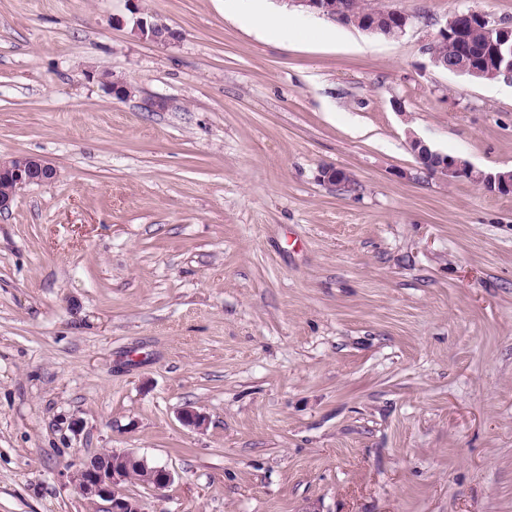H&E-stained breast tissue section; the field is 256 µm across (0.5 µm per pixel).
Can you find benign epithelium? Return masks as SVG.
Returning a JSON list of instances; mask_svg holds the SVG:
<instances>
[{
    "label": "benign epithelium",
    "instance_id": "7a95c632",
    "mask_svg": "<svg viewBox=\"0 0 512 512\" xmlns=\"http://www.w3.org/2000/svg\"><path fill=\"white\" fill-rule=\"evenodd\" d=\"M289 4L301 9L316 12L327 18L347 26H356L361 30L380 33L382 21L392 17V25L396 34L404 33L413 15L393 10L390 15H357L350 12L342 0H289ZM479 27L488 35V46L477 59H470L463 54L449 59H441L434 54V43L448 39L452 34L461 38L465 25ZM134 32L143 39L155 43H169L162 24L139 17L134 23ZM427 51L431 63L444 70L464 74L472 78L493 79L504 75V81L512 83V25L504 21H496L484 11L470 9L466 12H455L448 17L428 45ZM409 146L414 153L420 170L430 176H438L444 180L477 179L482 186L492 192L509 191L512 189V171L496 173L477 170L466 159L459 156H448L432 150L424 141L415 135L409 137ZM57 175L56 166L47 158L39 155L20 154L7 159L0 158V180L13 185V188L0 193V212L10 209L16 194L22 188L49 182ZM320 178L338 187L350 188L347 174L340 169L329 167L321 170ZM137 462L144 467L151 484L164 488L172 481V474L164 467L150 466L147 461L130 452H112L109 461H100L92 457L83 462L79 468L82 475L79 492L91 501L101 500L106 503L100 512H143L140 503L127 496L123 484L129 480L123 464Z\"/></svg>",
    "mask_w": 512,
    "mask_h": 512
}]
</instances>
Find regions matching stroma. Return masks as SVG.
<instances>
[{"label":"stroma","mask_w":512,"mask_h":512,"mask_svg":"<svg viewBox=\"0 0 512 512\" xmlns=\"http://www.w3.org/2000/svg\"><path fill=\"white\" fill-rule=\"evenodd\" d=\"M375 2L412 24L0 0V158L58 170L0 213V512H97L69 477L112 449L172 473L144 512H512V194L408 142L512 170V84L426 51L512 0ZM261 1L264 0H225L224 5L227 2L236 15L249 19L263 33L278 39L298 38L303 33L316 29L305 16L266 12L259 5ZM134 32L143 39H148L155 43H170L162 24L154 21H148L146 18L138 17L134 23ZM409 146L420 164V170L427 175L452 181L470 180L473 183H476L473 179H477L485 189L491 192L511 191L512 189V171L491 173L477 170L462 157H448V154L432 150L415 135L409 136Z\"/></svg>","instance_id":"stroma-1"}]
</instances>
